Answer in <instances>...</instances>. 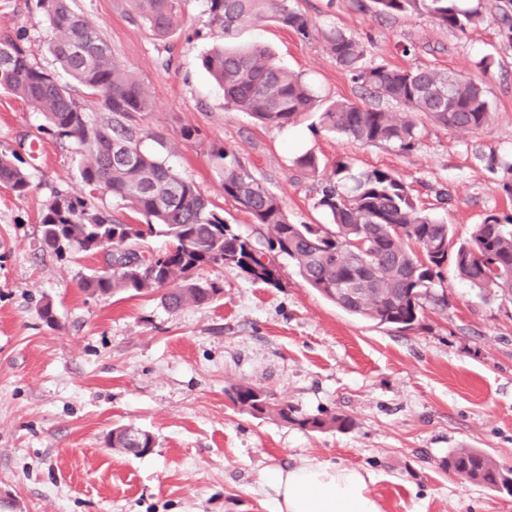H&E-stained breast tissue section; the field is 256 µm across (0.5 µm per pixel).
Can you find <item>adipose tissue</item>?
Instances as JSON below:
<instances>
[{"label": "adipose tissue", "mask_w": 512, "mask_h": 512, "mask_svg": "<svg viewBox=\"0 0 512 512\" xmlns=\"http://www.w3.org/2000/svg\"><path fill=\"white\" fill-rule=\"evenodd\" d=\"M360 469L313 460L268 477L276 512H382Z\"/></svg>", "instance_id": "adipose-tissue-1"}]
</instances>
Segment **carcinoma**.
Masks as SVG:
<instances>
[{
  "label": "carcinoma",
  "instance_id": "cac0c4a2",
  "mask_svg": "<svg viewBox=\"0 0 512 512\" xmlns=\"http://www.w3.org/2000/svg\"><path fill=\"white\" fill-rule=\"evenodd\" d=\"M210 22L224 40L234 39L246 23L274 21L303 39L316 40L360 88L398 110L362 105L349 99L331 102L318 115L328 133L364 144H385L410 151L419 142L418 117L448 129L477 131L495 119L485 82L429 67L402 68L365 61L367 47L333 26H319L289 0H204ZM182 0H130L141 23L166 37L179 23ZM51 29L49 51L61 68L99 105L112 113L106 126H95L72 96L70 86L35 67L14 41H0V90L29 102L58 135L74 140L86 153L83 182L99 187L146 223L130 224L109 211L93 209L78 196L60 194L44 209L43 244L55 251H103L108 268L85 279L84 291L161 294L169 309L211 301L222 288L201 280L205 266L234 269L253 282L279 287L280 262L288 259L301 278L344 310L377 325L412 330L426 305H447L443 269L453 260L458 275L493 296L512 299V218L493 214L456 241L452 225L420 208L411 187L387 169L357 170L348 159L333 163L320 177L316 206L329 224H295L279 195L269 190L229 147L213 146L210 156L224 196L247 213L262 234L240 233L227 223L196 185L163 161L140 149L138 120L153 111L138 80L113 56L100 28L74 9L71 0H39ZM356 7L376 16L417 10L443 28L461 32L485 23L497 28L512 47V13L501 0L484 8H464L461 0H356ZM202 67L224 92V106L246 112L260 123L291 125L311 111L313 88L302 76L279 66L272 53L254 44H224L202 56ZM306 175L319 177L321 161L308 151L295 158ZM0 183L18 195L29 187L27 174L11 156L0 153ZM169 238L170 247L151 251L146 235ZM338 288L360 294L336 297ZM233 404L258 417H275L311 432L346 429L344 415L303 417L259 389L233 384L226 389ZM110 448L127 449L125 427L107 435ZM448 470L464 472L492 491L512 492V470L487 453L456 448Z\"/></svg>",
  "mask_w": 512,
  "mask_h": 512
}]
</instances>
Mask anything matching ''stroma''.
Here are the masks:
<instances>
[{
	"mask_svg": "<svg viewBox=\"0 0 512 512\" xmlns=\"http://www.w3.org/2000/svg\"><path fill=\"white\" fill-rule=\"evenodd\" d=\"M294 5L359 38L369 63L484 77L494 122L462 132L421 119L410 152L325 132L312 112L266 127L225 108L201 67L219 38L203 0H183L176 30L164 38L141 24L128 0H75L155 104L140 122L142 149L193 181L244 233L256 226L225 198L211 146L232 148L297 224L326 221L317 179L295 164L308 150L327 164L347 158L360 170L400 174L460 240L488 215L512 214L504 190L512 174L490 172L485 161L490 151L512 152V47L494 26L460 32L420 12L377 17L353 0ZM5 36L36 67L59 72L37 0H0ZM235 43L268 46L320 104L367 100L320 43L276 23L245 25ZM485 56L493 65L484 76L477 63ZM184 125L199 128L203 142L180 141ZM0 152L13 155L30 182L22 196L0 184V512H276L268 474L313 459L370 472L382 512H512V496L461 483L445 466L449 450L466 447L512 469V302L472 288L449 265L447 306L401 331L337 307L287 261L277 288L204 268L200 279L221 293L177 310L156 294L90 296L82 283L104 266L103 253L46 248L43 209L57 194L77 193L124 221L133 214L82 182L86 158L76 143L1 91ZM443 190L450 204L437 203ZM48 301L52 325L39 315ZM238 383L303 415H345L353 425L311 432L252 416L226 394ZM118 426L150 432L155 448L145 456L108 448Z\"/></svg>",
	"mask_w": 512,
	"mask_h": 512,
	"instance_id": "stroma-1",
	"label": "stroma"
}]
</instances>
